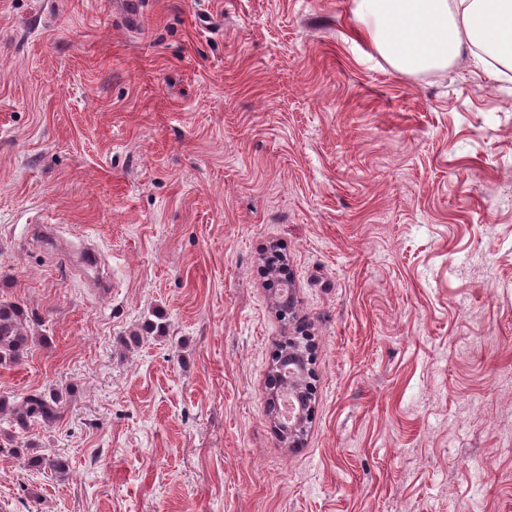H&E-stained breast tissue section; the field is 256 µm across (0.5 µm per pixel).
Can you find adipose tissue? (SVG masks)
I'll use <instances>...</instances> for the list:
<instances>
[{
  "mask_svg": "<svg viewBox=\"0 0 512 512\" xmlns=\"http://www.w3.org/2000/svg\"><path fill=\"white\" fill-rule=\"evenodd\" d=\"M365 38L397 70H442L462 53L512 71V0H354Z\"/></svg>",
  "mask_w": 512,
  "mask_h": 512,
  "instance_id": "ef3b65f1",
  "label": "adipose tissue"
}]
</instances>
